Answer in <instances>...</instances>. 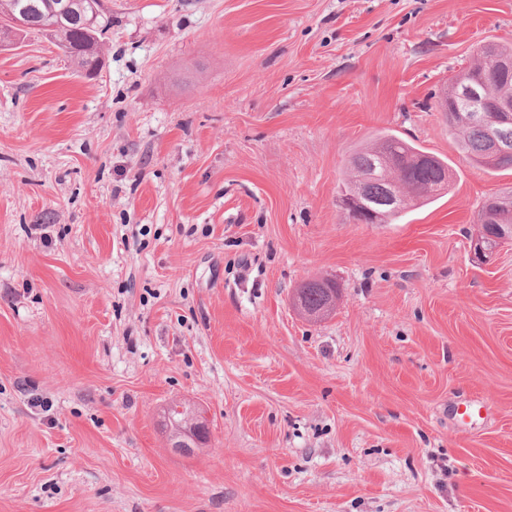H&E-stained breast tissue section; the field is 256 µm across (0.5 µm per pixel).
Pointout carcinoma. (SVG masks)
Segmentation results:
<instances>
[{
  "label": "carcinoma",
  "mask_w": 512,
  "mask_h": 512,
  "mask_svg": "<svg viewBox=\"0 0 512 512\" xmlns=\"http://www.w3.org/2000/svg\"><path fill=\"white\" fill-rule=\"evenodd\" d=\"M36 7L27 10V27L23 32L38 31L50 37L57 47L79 69L94 74L99 50L112 28V12L100 0H69L72 20L58 23L54 8L44 5V0H0V32L8 34L12 27L6 20L11 10H19L26 4ZM480 82L488 85L497 96L512 97V75H504L488 68L469 67L449 80V86L458 83ZM453 101L445 98L440 103L446 112L448 128L456 135L461 152L469 159L495 170L512 169V126L499 131L509 152L494 159L487 155L484 128L461 123L452 110ZM426 154L418 146L395 134L381 133L373 143L352 153L346 163L344 184H349L360 174L376 172L366 187L369 204L384 212L383 224H393L403 210L411 206H423L441 195L440 188L450 176L448 161L430 155V161L417 162ZM480 237L487 249L498 245L497 239L505 234L512 236V194L486 199L479 211ZM336 290V282L329 279H312L296 289L297 300L310 311L319 309L328 299L329 291Z\"/></svg>",
  "instance_id": "obj_1"
}]
</instances>
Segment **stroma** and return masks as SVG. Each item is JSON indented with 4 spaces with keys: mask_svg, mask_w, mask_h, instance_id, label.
<instances>
[{
    "mask_svg": "<svg viewBox=\"0 0 512 512\" xmlns=\"http://www.w3.org/2000/svg\"><path fill=\"white\" fill-rule=\"evenodd\" d=\"M108 4L96 76L0 49V512H512V244L472 250L512 170L438 108L512 0ZM382 130L451 186L361 224ZM176 400L208 447H169ZM367 180V176L358 177L349 186V189L345 191L339 199V204L343 209L347 210H363L370 217L375 218L377 212L363 203L364 198V184ZM336 292V282L329 279H312L296 289L297 300L310 311L319 309L328 299L329 291Z\"/></svg>",
    "mask_w": 512,
    "mask_h": 512,
    "instance_id": "1",
    "label": "stroma"
}]
</instances>
